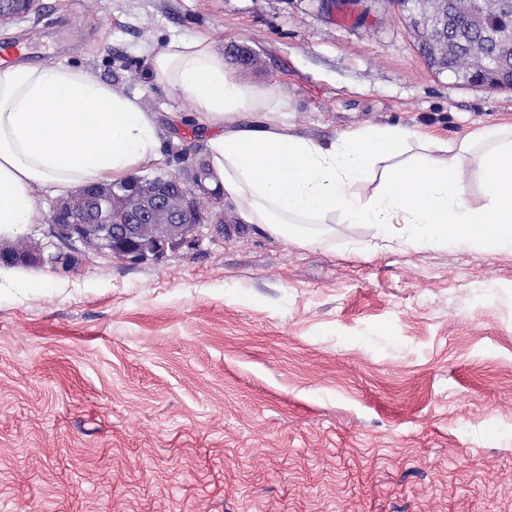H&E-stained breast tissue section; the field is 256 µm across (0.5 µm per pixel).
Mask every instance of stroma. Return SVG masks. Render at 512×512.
I'll list each match as a JSON object with an SVG mask.
<instances>
[{"mask_svg":"<svg viewBox=\"0 0 512 512\" xmlns=\"http://www.w3.org/2000/svg\"><path fill=\"white\" fill-rule=\"evenodd\" d=\"M38 5L0 41L141 97L196 161L192 103L150 82L173 35L249 46L241 77L309 137L512 124V89L431 71L388 0L362 23L317 0ZM224 223L141 263L15 238L68 259L0 279V512H512V249Z\"/></svg>","mask_w":512,"mask_h":512,"instance_id":"1","label":"stroma"}]
</instances>
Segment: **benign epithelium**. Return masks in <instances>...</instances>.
Wrapping results in <instances>:
<instances>
[{
    "label": "benign epithelium",
    "instance_id": "obj_1",
    "mask_svg": "<svg viewBox=\"0 0 512 512\" xmlns=\"http://www.w3.org/2000/svg\"><path fill=\"white\" fill-rule=\"evenodd\" d=\"M392 4L416 37L418 53L433 62L436 73L464 84L512 88V69L499 66L491 54L472 44L450 58L437 54L447 41L446 25L477 20L489 12L508 16L499 36L512 35V0H419L415 9L409 0ZM116 207L128 217L126 223L112 222ZM200 214L198 194L172 175L163 182L132 181L118 201L112 199V188L90 184L54 208L48 234L67 247L90 242L101 253L138 262L150 245L159 256L193 245ZM0 256H20L32 265L46 262L44 253L34 250L5 249Z\"/></svg>",
    "mask_w": 512,
    "mask_h": 512
}]
</instances>
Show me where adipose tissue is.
Returning a JSON list of instances; mask_svg holds the SVG:
<instances>
[{"mask_svg": "<svg viewBox=\"0 0 512 512\" xmlns=\"http://www.w3.org/2000/svg\"><path fill=\"white\" fill-rule=\"evenodd\" d=\"M154 86L192 100L204 161L234 218L290 245L310 224H371L382 244L512 246V125L446 140L401 127L355 129L330 140L295 134L287 100L243 80L209 34L153 48ZM164 160L156 116L89 70L50 62L0 68V239L39 223L43 188L57 196L119 183ZM488 188L478 207L470 177Z\"/></svg>", "mask_w": 512, "mask_h": 512, "instance_id": "1", "label": "adipose tissue"}]
</instances>
